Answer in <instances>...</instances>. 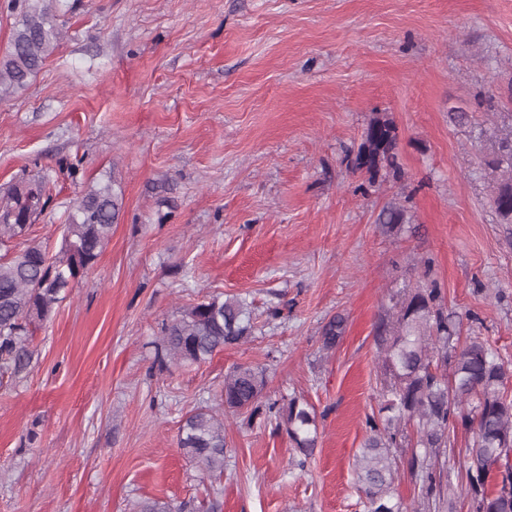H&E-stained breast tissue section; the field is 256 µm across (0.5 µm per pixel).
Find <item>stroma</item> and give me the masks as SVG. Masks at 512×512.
Here are the masks:
<instances>
[{
  "instance_id": "obj_1",
  "label": "stroma",
  "mask_w": 512,
  "mask_h": 512,
  "mask_svg": "<svg viewBox=\"0 0 512 512\" xmlns=\"http://www.w3.org/2000/svg\"><path fill=\"white\" fill-rule=\"evenodd\" d=\"M52 5L59 47L0 101V195L44 177L51 196L16 245L57 252L102 178L122 208L94 267L33 325L32 369L0 380V512L216 491L223 512H367L354 461L394 300L436 285L460 336L512 364V224L486 176L512 129V0ZM377 113L399 169L371 179L352 161ZM390 203L406 223H378ZM216 296L246 300L251 338L160 366L164 325ZM237 365L264 373V401L313 407L309 458L265 412L225 411ZM200 407L224 416L218 480L177 446Z\"/></svg>"
}]
</instances>
